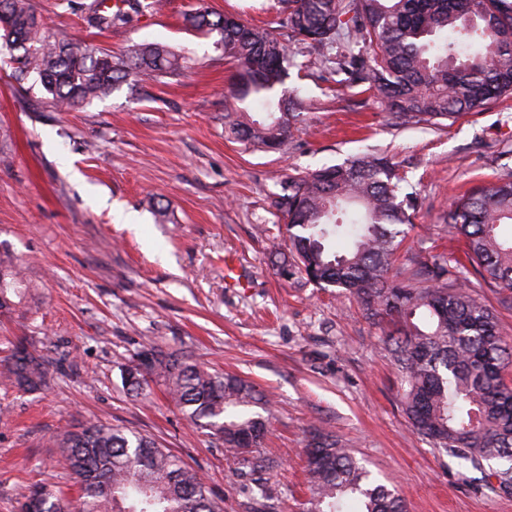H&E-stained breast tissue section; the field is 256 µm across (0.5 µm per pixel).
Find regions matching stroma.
Wrapping results in <instances>:
<instances>
[{
	"label": "stroma",
	"mask_w": 512,
	"mask_h": 512,
	"mask_svg": "<svg viewBox=\"0 0 512 512\" xmlns=\"http://www.w3.org/2000/svg\"><path fill=\"white\" fill-rule=\"evenodd\" d=\"M68 41L120 54L158 43L182 58L175 77L121 85L75 111L16 81L0 47V251L40 290L25 315L0 323V358L27 337L52 363L51 389L0 390V512L22 489L80 491L56 447L90 420L155 438L205 479L224 512H302V453L313 427L332 431L407 512H512V494L408 426L383 325L337 289L284 278V223L270 206L291 176L360 155L389 156L417 198L405 245L423 259L457 255L445 216L474 185L512 172V97L456 122L399 126L361 87L324 80L315 51L294 45L284 90L304 110L280 151L224 129L234 68L218 34L184 19L198 6L276 25L277 0H164L99 29L93 0H32ZM192 354L256 383L270 401L260 454L241 468L170 400L161 377L130 393L122 369L149 348Z\"/></svg>",
	"instance_id": "35a3bbf8"
}]
</instances>
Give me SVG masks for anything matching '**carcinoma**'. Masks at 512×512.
I'll list each match as a JSON object with an SVG mask.
<instances>
[{"label":"carcinoma","instance_id":"cac0c4a2","mask_svg":"<svg viewBox=\"0 0 512 512\" xmlns=\"http://www.w3.org/2000/svg\"><path fill=\"white\" fill-rule=\"evenodd\" d=\"M279 28L247 24L233 15L199 8L187 17L196 29L216 32L224 58L236 66L224 104V128L237 139L280 149L292 138L303 103L277 95L288 76L287 41L328 50L351 87L368 84L398 125H441L512 96V0H278ZM126 12L94 10L89 22L109 28ZM0 40L18 45V81L35 74L53 107L73 110L108 97L121 84L181 68L166 46L141 43L118 56L92 44L79 48L59 37L32 0H0ZM263 100L265 115H246L242 104ZM396 164L356 157L299 174L271 206L286 223L292 261L282 275H298L318 288H339L372 319L394 329L383 343L402 384L412 429L433 447L475 465L499 462V489L512 491V337L499 332L495 309L464 275L472 267L499 288L512 308V174L478 185L448 209V227L464 241L466 261L408 258L397 267L412 224L414 197L401 193ZM35 285L14 256L0 251V316L10 317L32 298ZM156 372L168 394L198 429L216 440L241 467L255 456L270 418L250 412L265 395L237 375L212 371L183 352L150 349L145 365L125 370V385L140 393ZM54 381L51 362L27 339L0 359V384L42 391ZM58 448L80 485L74 505L45 484L27 486L21 512H224L204 480L178 456L139 432L88 422L64 433ZM308 512H405L395 489L370 480L332 432L313 428L304 449Z\"/></svg>","mask_w":512,"mask_h":512}]
</instances>
